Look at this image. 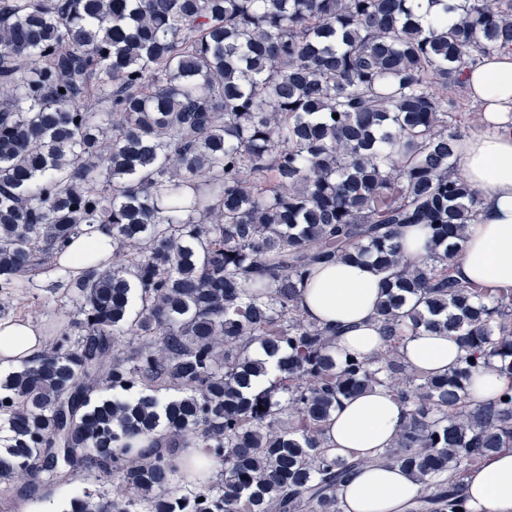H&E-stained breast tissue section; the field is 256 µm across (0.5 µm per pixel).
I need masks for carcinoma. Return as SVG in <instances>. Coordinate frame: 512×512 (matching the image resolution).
Masks as SVG:
<instances>
[{"label":"carcinoma","mask_w":512,"mask_h":512,"mask_svg":"<svg viewBox=\"0 0 512 512\" xmlns=\"http://www.w3.org/2000/svg\"><path fill=\"white\" fill-rule=\"evenodd\" d=\"M427 15L0 0V319L27 323L11 309L36 279L112 228V251L44 287L47 344L0 378L1 509L91 476L63 512H341L361 462L330 451L327 422L382 387L409 413L379 457L418 482L416 512H466L465 474L512 450V386L469 393L484 369L512 375V288L448 264L481 208L458 172L455 92L469 62L512 51V0H428ZM399 224L423 225L431 263L405 259ZM337 259L380 277L371 357H337L298 308ZM421 329L458 336L459 364L409 366Z\"/></svg>","instance_id":"cac0c4a2"}]
</instances>
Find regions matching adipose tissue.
Listing matches in <instances>:
<instances>
[{"instance_id":"obj_1","label":"adipose tissue","mask_w":512,"mask_h":512,"mask_svg":"<svg viewBox=\"0 0 512 512\" xmlns=\"http://www.w3.org/2000/svg\"><path fill=\"white\" fill-rule=\"evenodd\" d=\"M463 82L481 110L474 128L458 139L456 156L482 211L451 261L453 276L512 288V53L480 59ZM378 283L368 263L324 264L302 288L298 305L308 320L336 331L338 353L368 357L384 343L377 322ZM461 353L455 337L424 331L406 336L402 347L409 365L435 373L455 366ZM407 412L395 396L376 387L343 401L331 416L327 441L332 451L362 462L338 491L342 512H414L418 484L378 458ZM463 487L467 512H512V451L487 457Z\"/></svg>"}]
</instances>
